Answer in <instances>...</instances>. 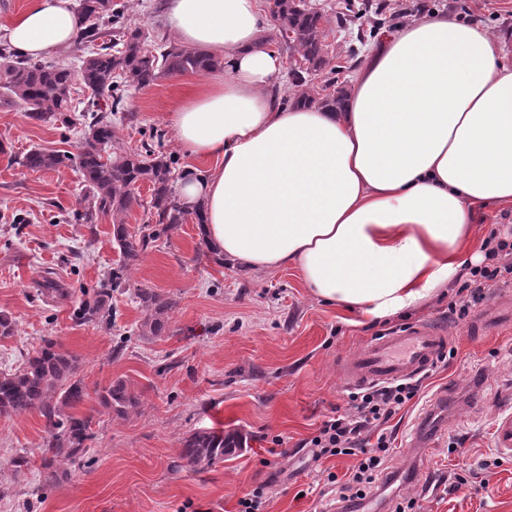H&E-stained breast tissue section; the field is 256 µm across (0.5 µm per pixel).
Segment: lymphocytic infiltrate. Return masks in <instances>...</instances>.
<instances>
[{
  "instance_id": "lymphocytic-infiltrate-1",
  "label": "lymphocytic infiltrate",
  "mask_w": 512,
  "mask_h": 512,
  "mask_svg": "<svg viewBox=\"0 0 512 512\" xmlns=\"http://www.w3.org/2000/svg\"><path fill=\"white\" fill-rule=\"evenodd\" d=\"M481 250L482 263L453 285L448 311L457 317H466L485 299L489 288L512 282V233L492 228ZM421 390L418 378L356 389L348 394L345 414L323 421L314 435L304 440L316 462L352 454L359 457L340 486L337 512H353L354 503L378 491L383 464L394 442L386 425L419 397Z\"/></svg>"
}]
</instances>
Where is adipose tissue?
<instances>
[{
	"mask_svg": "<svg viewBox=\"0 0 512 512\" xmlns=\"http://www.w3.org/2000/svg\"><path fill=\"white\" fill-rule=\"evenodd\" d=\"M162 23L226 59L168 115L218 161L177 192L204 203L226 259L295 268L316 297L385 317L456 277L475 207L512 203V60L483 25L436 12L386 33L330 112L282 105L259 0H165ZM79 26L74 0H29L0 40L44 59Z\"/></svg>",
	"mask_w": 512,
	"mask_h": 512,
	"instance_id": "adipose-tissue-1",
	"label": "adipose tissue"
}]
</instances>
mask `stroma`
Segmentation results:
<instances>
[{
	"label": "stroma",
	"mask_w": 512,
	"mask_h": 512,
	"mask_svg": "<svg viewBox=\"0 0 512 512\" xmlns=\"http://www.w3.org/2000/svg\"><path fill=\"white\" fill-rule=\"evenodd\" d=\"M326 25L324 68L313 76L319 94L348 87L370 46L400 26L398 9L460 15L481 13L483 25L512 55V0H308ZM198 73L128 89L126 110L114 116L117 147H140L163 131L160 151L180 169L203 175L215 163L191 157L167 115L201 81ZM71 124L30 119L22 107L0 103V313L15 322L0 339V372L21 366L50 339L75 355L90 393L81 411L93 418L94 437L70 479L49 484L38 448L49 438L39 414L0 417V512H237L238 501L267 484L263 512H329L337 487L357 462L339 456L314 464L301 443L327 417L345 411L348 389L338 358L374 337L432 323L454 330L456 355L437 363L425 397L388 423L396 440L387 494L366 498V512H390L415 498L417 512H512V455L494 444L499 412L512 408V327L476 335L471 318L448 313V290L395 315L375 319L316 299L291 267L253 270L217 265L200 251V233L187 220L149 249L129 274L128 291L113 294L114 326L74 317L84 291L115 267L110 217L86 225L83 176L72 166L32 171L18 160L30 149L77 153L84 120ZM58 293L48 294L45 277ZM150 287L176 302L161 336L138 334L143 312L133 291ZM124 379L141 397L120 418L100 406L96 389ZM446 392L445 400L432 396ZM240 430L242 451L204 471L174 469L180 440L196 430ZM290 455L272 463L274 438ZM28 468L13 466L16 454ZM464 484L452 489L455 476Z\"/></svg>",
	"instance_id": "obj_1"
}]
</instances>
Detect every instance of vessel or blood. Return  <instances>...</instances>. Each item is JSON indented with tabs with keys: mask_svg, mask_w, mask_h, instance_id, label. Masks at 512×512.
I'll return each instance as SVG.
<instances>
[{
	"mask_svg": "<svg viewBox=\"0 0 512 512\" xmlns=\"http://www.w3.org/2000/svg\"><path fill=\"white\" fill-rule=\"evenodd\" d=\"M476 322L497 329L511 324L512 314L497 301L483 309ZM451 343L444 328L419 324L373 339L359 353L340 361L339 374L351 388L412 378L431 369Z\"/></svg>",
	"mask_w": 512,
	"mask_h": 512,
	"instance_id": "vessel-or-blood-1",
	"label": "vessel or blood"
}]
</instances>
